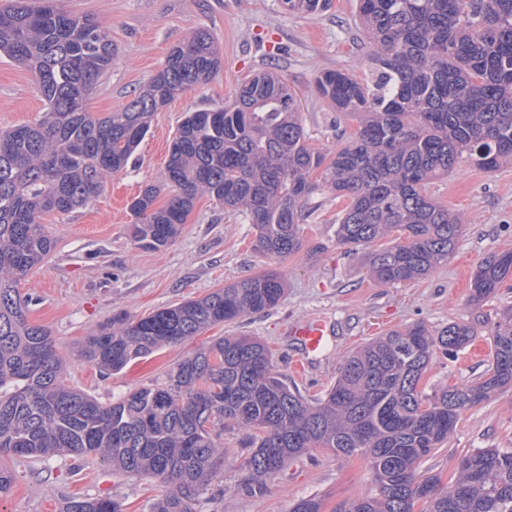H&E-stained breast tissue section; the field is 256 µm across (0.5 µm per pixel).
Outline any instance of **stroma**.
<instances>
[{
	"label": "stroma",
	"instance_id": "stroma-1",
	"mask_svg": "<svg viewBox=\"0 0 512 512\" xmlns=\"http://www.w3.org/2000/svg\"><path fill=\"white\" fill-rule=\"evenodd\" d=\"M63 11L94 18L112 38L115 59L88 96L90 111L112 112L126 104L159 71L170 49L198 29L215 35L223 63L213 79L178 94L160 112L126 170L108 177L89 207L44 218L54 247L48 258L18 284L30 301V322L46 327L65 362L71 387L108 405L125 393L163 378L175 362L220 336H252L266 343L276 370L307 399L334 385L345 357L372 338L417 322L439 330L467 322L470 281L489 255L512 251V166L487 173L461 160L449 175L432 181L428 192L461 214L466 231L454 255L429 277L407 284L374 281L362 253L336 241V216L348 204L332 194L301 225L303 249L273 262L253 248L255 230L244 216L225 212L209 197L198 198L178 238L146 250L132 236L129 204L143 187L164 189L168 145L186 113L217 108L233 99L245 78L276 71L293 89L311 144L324 152L353 132V117L336 112L316 92L327 69L369 74L368 42L356 24L357 0H332L315 16L291 15L280 0H57ZM44 102L35 74L0 56V130L39 119ZM276 269L286 282L280 303L267 311L213 327L193 339L163 347L122 370L103 373L77 355L80 342L117 314L141 317L197 299L253 273ZM325 318L331 328L324 351L307 373L294 372L302 350L288 336L291 323ZM488 330L478 327L472 344L454 355H435L422 385L426 392L476 382L489 365ZM478 448L512 451V390L462 412L447 445L427 457L422 474L455 477L460 455ZM247 449L238 432L224 435V465L210 486L203 512H290L301 498L321 495L322 512L371 487V473L359 456L339 457L322 448L297 457L267 482L263 494L246 492ZM18 478L0 512H60L66 499L104 495L123 512H150L164 488L159 481L113 470L110 464L83 466L72 456L16 460Z\"/></svg>",
	"mask_w": 512,
	"mask_h": 512
}]
</instances>
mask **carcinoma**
Here are the masks:
<instances>
[{"label": "carcinoma", "instance_id": "obj_1", "mask_svg": "<svg viewBox=\"0 0 512 512\" xmlns=\"http://www.w3.org/2000/svg\"><path fill=\"white\" fill-rule=\"evenodd\" d=\"M11 0L0 10V55L37 77L41 118L0 133V458L76 456L169 487L150 512H199L224 464V432H242L250 449L245 485L261 495L285 459L312 448L361 456L370 491L336 512H512V452L479 448L460 457L448 487L419 474L443 447L461 413L512 389V307L480 312L512 276V251L482 261L469 302L488 326L491 362L481 380L428 394L420 387L435 353L454 354L474 325L440 331L419 322L372 339L343 363L336 384L309 401L275 371L268 346L220 336L150 384L108 406L65 383L48 330L32 324L17 288L53 248L43 216L91 203L108 175L125 170L152 118L177 94L207 83L222 60L213 35L196 30L174 47L145 88L119 110L87 111L89 91L112 67L109 35L88 17ZM313 16L331 0H281ZM369 37L370 78L342 70L316 80V92L357 120L341 147L310 146L295 94L262 70L243 81L231 104L186 114L166 164L171 191L145 186L129 205L134 238L159 250L174 241L196 199L207 195L241 212L256 231L254 249L281 261L303 247L299 224L314 196L349 201L336 239L365 249L374 279L417 280L448 262L464 232L459 214L427 193L466 158L484 172L512 165V0H358ZM284 281L263 271L197 300L125 314L99 326L81 347L86 362L119 371L206 329L275 307ZM16 470L0 462V496ZM62 512H122L109 496L76 497ZM292 512H322L300 499Z\"/></svg>", "mask_w": 512, "mask_h": 512}]
</instances>
